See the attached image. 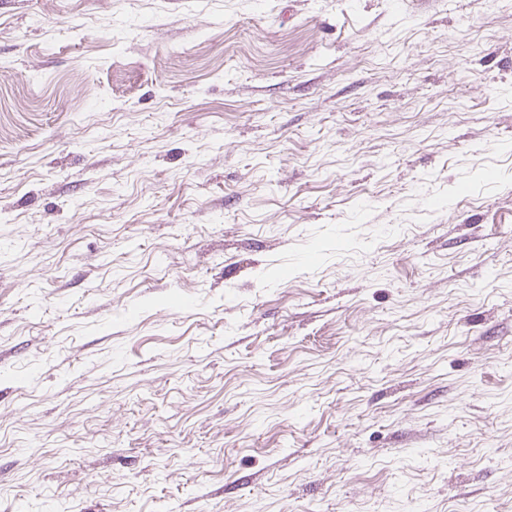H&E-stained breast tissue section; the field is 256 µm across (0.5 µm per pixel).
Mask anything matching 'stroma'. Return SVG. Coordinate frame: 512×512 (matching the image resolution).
<instances>
[{"label":"stroma","mask_w":512,"mask_h":512,"mask_svg":"<svg viewBox=\"0 0 512 512\" xmlns=\"http://www.w3.org/2000/svg\"><path fill=\"white\" fill-rule=\"evenodd\" d=\"M0 512H512V0H0Z\"/></svg>","instance_id":"stroma-1"}]
</instances>
